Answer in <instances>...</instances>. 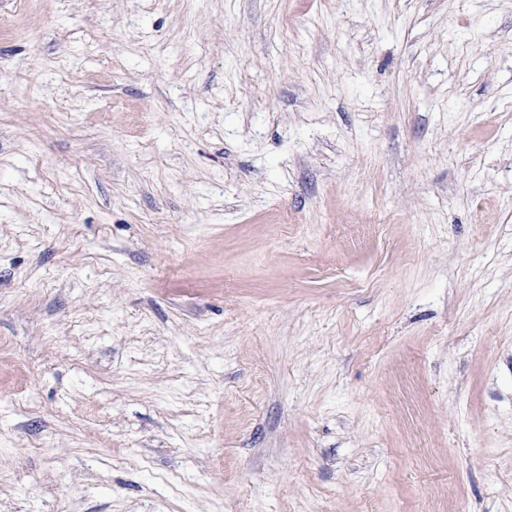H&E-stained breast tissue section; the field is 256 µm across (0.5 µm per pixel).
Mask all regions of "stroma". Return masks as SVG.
<instances>
[{
  "mask_svg": "<svg viewBox=\"0 0 512 512\" xmlns=\"http://www.w3.org/2000/svg\"><path fill=\"white\" fill-rule=\"evenodd\" d=\"M0 21V512H512V0Z\"/></svg>",
  "mask_w": 512,
  "mask_h": 512,
  "instance_id": "35a3bbf8",
  "label": "stroma"
}]
</instances>
